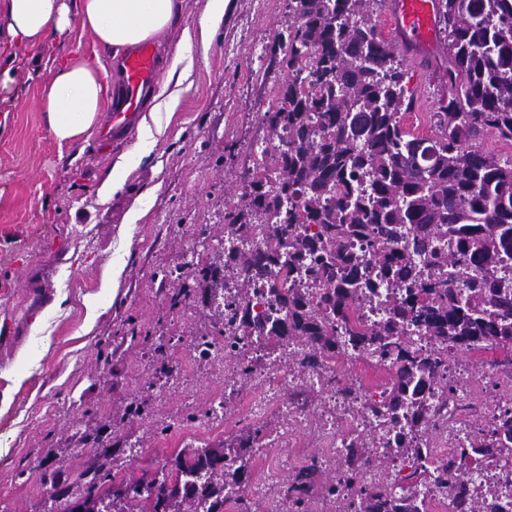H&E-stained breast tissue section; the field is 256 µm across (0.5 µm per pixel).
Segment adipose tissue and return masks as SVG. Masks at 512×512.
<instances>
[{
  "label": "adipose tissue",
  "instance_id": "1",
  "mask_svg": "<svg viewBox=\"0 0 512 512\" xmlns=\"http://www.w3.org/2000/svg\"><path fill=\"white\" fill-rule=\"evenodd\" d=\"M178 0H6L5 17L12 40L32 48L72 25L91 32L113 51L164 35L179 18ZM176 55L150 109L139 122L136 152L148 153L161 130L160 113L177 109L190 76ZM107 70L101 62L70 58L59 62L46 87L42 110L48 127L61 141L90 135L101 110Z\"/></svg>",
  "mask_w": 512,
  "mask_h": 512
}]
</instances>
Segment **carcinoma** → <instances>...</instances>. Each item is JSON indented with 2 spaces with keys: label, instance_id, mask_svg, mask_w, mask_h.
<instances>
[{
  "label": "carcinoma",
  "instance_id": "carcinoma-1",
  "mask_svg": "<svg viewBox=\"0 0 512 512\" xmlns=\"http://www.w3.org/2000/svg\"><path fill=\"white\" fill-rule=\"evenodd\" d=\"M386 0H295L297 26L285 45L279 105L264 119L284 143L275 151L270 181L256 172L242 198L250 220L224 225L229 238L251 239V217L279 216L268 225L271 240H288V252L275 248L231 249L224 265L199 270L211 290L238 282L230 323L241 336L264 330L301 342V372L318 370L325 356L340 350L346 335L378 363L395 369L382 400L367 410L392 424L413 400L415 422L428 429L432 418L427 392L436 382L447 351L467 352L512 343V283L492 274L512 259V161L476 146L487 130L512 141V0H439V21L448 39L442 80L457 88L438 95L433 133L407 130L401 115L414 103L392 45L377 35L370 13ZM406 239V250L397 249ZM371 248L369 262L352 250L354 240ZM454 250L442 251V241ZM417 254L435 265L450 263L459 281L425 279L410 259ZM263 281L286 314L269 323L254 312L251 298ZM387 284L402 291L389 319L365 329L355 317L359 286L376 290ZM318 289V305L308 289ZM412 322L430 336L427 355L399 341ZM263 432L257 426L240 436L234 448L179 451L152 478L130 474L120 480L118 500L129 508L116 512H224V490L249 484L251 444ZM512 407L499 414L497 428L476 442L485 454L512 449ZM468 449H448L435 479L448 488L456 512H495V489L486 499L469 494L460 461ZM386 452L370 436L350 440L340 479L363 500L365 512H423L418 502L393 493L386 484L356 485L365 469L385 470ZM322 473L316 458L284 483L292 512H313L312 494L333 492L336 479L315 484ZM72 500H102L111 487L94 473L77 485Z\"/></svg>",
  "mask_w": 512,
  "mask_h": 512
}]
</instances>
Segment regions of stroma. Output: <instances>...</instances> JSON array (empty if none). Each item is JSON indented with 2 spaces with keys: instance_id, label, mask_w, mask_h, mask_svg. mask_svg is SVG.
I'll return each instance as SVG.
<instances>
[{
  "instance_id": "1",
  "label": "stroma",
  "mask_w": 512,
  "mask_h": 512,
  "mask_svg": "<svg viewBox=\"0 0 512 512\" xmlns=\"http://www.w3.org/2000/svg\"><path fill=\"white\" fill-rule=\"evenodd\" d=\"M295 22L291 0H229L207 54L194 56L190 89L139 156L94 135L58 142L41 107L55 62L70 54L110 66L111 49L75 26L18 51L0 21V59L11 60L0 73V512H50L48 490L75 487L106 457L142 474L245 428L249 384L222 422L208 421L224 369L189 344L221 326L208 285L187 270L199 254L219 260L224 226L265 160L263 116L287 78L282 48ZM403 67L415 103L402 122L429 135L437 80ZM119 162L122 188L102 195ZM114 266L117 286L103 287ZM168 362L188 385L162 396L149 383ZM133 401L142 415L127 412Z\"/></svg>"
}]
</instances>
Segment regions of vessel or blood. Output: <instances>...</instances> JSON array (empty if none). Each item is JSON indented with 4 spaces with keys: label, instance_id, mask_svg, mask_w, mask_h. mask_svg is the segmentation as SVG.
Instances as JSON below:
<instances>
[{
    "label": "vessel or blood",
    "instance_id": "vessel-or-blood-1",
    "mask_svg": "<svg viewBox=\"0 0 512 512\" xmlns=\"http://www.w3.org/2000/svg\"><path fill=\"white\" fill-rule=\"evenodd\" d=\"M388 20L398 49L417 64L431 61L435 54L438 20L435 0H389ZM121 83L111 96L100 130L103 142H119L136 130L141 112L156 87L161 69L157 50L139 45L120 61Z\"/></svg>",
    "mask_w": 512,
    "mask_h": 512
}]
</instances>
